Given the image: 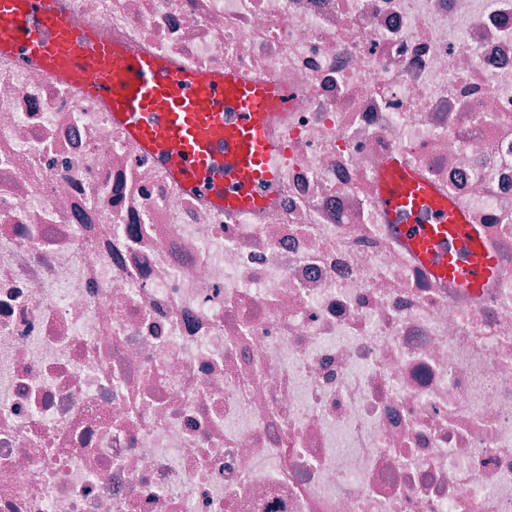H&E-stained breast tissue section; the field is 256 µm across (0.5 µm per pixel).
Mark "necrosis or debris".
Returning a JSON list of instances; mask_svg holds the SVG:
<instances>
[{"mask_svg": "<svg viewBox=\"0 0 512 512\" xmlns=\"http://www.w3.org/2000/svg\"><path fill=\"white\" fill-rule=\"evenodd\" d=\"M113 44L275 81L249 210L0 54V512H512V0H67ZM404 154L472 293L397 242ZM379 175L380 203L395 223L397 240L432 276L470 292L497 276L498 260L482 227L470 224L401 156L390 157ZM422 215L427 218L416 221Z\"/></svg>", "mask_w": 512, "mask_h": 512, "instance_id": "1", "label": "necrosis or debris"}]
</instances>
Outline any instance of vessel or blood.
<instances>
[{
    "label": "vessel or blood",
    "instance_id": "vessel-or-blood-1",
    "mask_svg": "<svg viewBox=\"0 0 512 512\" xmlns=\"http://www.w3.org/2000/svg\"><path fill=\"white\" fill-rule=\"evenodd\" d=\"M0 53L53 70L107 103L142 152L187 191L224 208H250L280 175L267 122L281 106L275 84L198 72L131 52L75 27L62 0H0ZM381 206L399 243L442 281L479 291L498 274L480 225L444 201L402 157L380 172Z\"/></svg>",
    "mask_w": 512,
    "mask_h": 512
}]
</instances>
